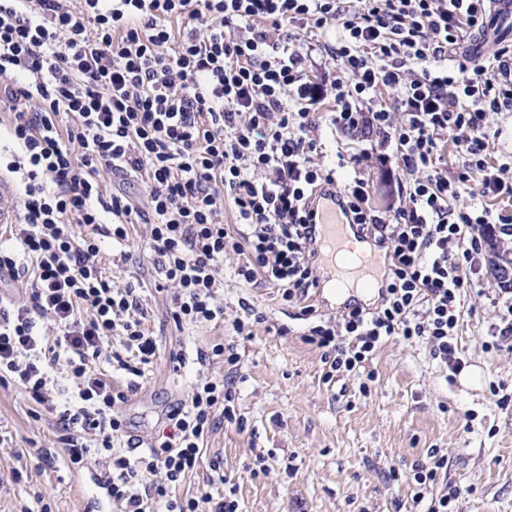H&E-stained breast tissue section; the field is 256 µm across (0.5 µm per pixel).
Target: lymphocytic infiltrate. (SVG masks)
<instances>
[{
	"instance_id": "lymphocytic-infiltrate-1",
	"label": "lymphocytic infiltrate",
	"mask_w": 512,
	"mask_h": 512,
	"mask_svg": "<svg viewBox=\"0 0 512 512\" xmlns=\"http://www.w3.org/2000/svg\"><path fill=\"white\" fill-rule=\"evenodd\" d=\"M488 18L489 0H0V130L15 145L0 168L24 196L0 270L32 269L25 300H0V382L40 405L72 382L62 459L106 467L119 512H238L226 494L175 493L218 420H235L233 344L207 352L228 374L197 380L164 440L138 441L133 457L118 447L127 426L115 405L158 347L136 289L101 266L103 240L124 244L130 225L147 227L176 326H205L224 319L227 254L238 280L285 301L317 288L308 229L318 196L334 194L389 267L378 305L306 334L325 380L364 367L393 336L425 339L460 367L452 340L484 233L512 224L492 209L512 202V155L486 157L495 115L512 112V42L484 62L463 53ZM318 48L336 63L328 84L310 76ZM324 123L374 132L380 163L408 175L387 215L361 175L340 181L322 163ZM469 189L477 203L460 204ZM114 336L121 349L108 348ZM110 367L128 374L125 389ZM445 464L435 455L414 469L426 512L460 495L430 494Z\"/></svg>"
}]
</instances>
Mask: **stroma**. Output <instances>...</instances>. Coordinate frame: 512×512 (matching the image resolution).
<instances>
[{
    "label": "stroma",
    "instance_id": "35a3bbf8",
    "mask_svg": "<svg viewBox=\"0 0 512 512\" xmlns=\"http://www.w3.org/2000/svg\"><path fill=\"white\" fill-rule=\"evenodd\" d=\"M326 158L339 151L364 153L356 168L337 170V178L362 171L373 201L392 204L401 173L390 174L375 151H363L348 134L320 130ZM125 249L105 247L102 265L124 284L138 281L147 330L159 348L145 366L139 387L118 412L129 435L161 437L167 414L188 401L194 382L224 372L220 361H198L216 342L234 344L243 368L234 385L235 423L210 434L200 466L177 495L217 493L208 477L219 462L239 512H422L413 499L410 475L431 453L447 464L434 494L459 487L453 512H512V334L491 336L500 327L499 311L512 292L500 287L490 269V252L479 258L476 290L464 299L455 341L464 367H479V384L467 385L431 356L425 342L390 337L364 371L325 381L321 353L304 342L316 313L340 318L343 304L326 288L292 303L267 286L239 282L236 255L224 258V322L184 331L171 318L166 294L152 277L141 276L147 258L146 227L128 228ZM130 260H122V252ZM264 315L251 336L236 334L232 323L246 308ZM183 349L186 367L174 370L173 350ZM375 382H367V372ZM71 392L57 393L52 405L38 407L15 383L0 384V512L44 500L51 512H84V498L72 486L73 470L62 460L44 462L38 449L58 451L63 434L59 415L73 406ZM265 459L269 470L260 472Z\"/></svg>",
    "mask_w": 512,
    "mask_h": 512
}]
</instances>
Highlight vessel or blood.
Wrapping results in <instances>:
<instances>
[{
	"label": "vessel or blood",
	"instance_id": "b4317fda",
	"mask_svg": "<svg viewBox=\"0 0 512 512\" xmlns=\"http://www.w3.org/2000/svg\"><path fill=\"white\" fill-rule=\"evenodd\" d=\"M512 36V0H491L488 26L466 47L473 59H481L485 45L493 39ZM13 180L0 174V224H13L18 219ZM320 220L315 226L313 245L323 256L325 278L346 288L373 286L380 279L379 261L374 250L350 255L346 246L353 229L342 215L334 197L320 202Z\"/></svg>",
	"mask_w": 512,
	"mask_h": 512
}]
</instances>
